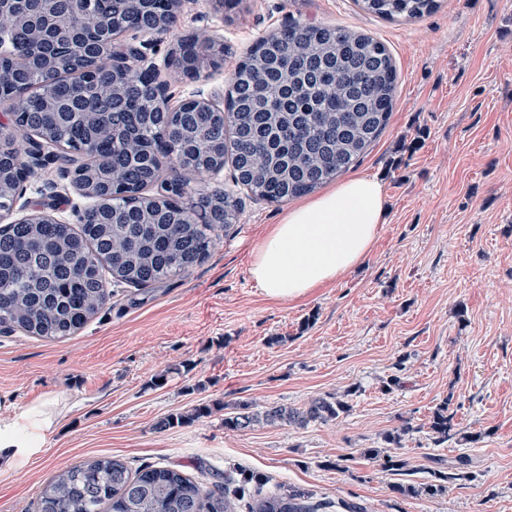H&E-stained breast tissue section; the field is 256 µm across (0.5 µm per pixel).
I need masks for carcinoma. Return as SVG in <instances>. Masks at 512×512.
<instances>
[{
  "instance_id": "carcinoma-1",
  "label": "carcinoma",
  "mask_w": 512,
  "mask_h": 512,
  "mask_svg": "<svg viewBox=\"0 0 512 512\" xmlns=\"http://www.w3.org/2000/svg\"><path fill=\"white\" fill-rule=\"evenodd\" d=\"M362 10L394 21L421 18L438 7V0H357ZM13 54L27 55L29 35L13 31ZM247 71L254 91L233 99L234 112L224 118L207 114L172 118L173 140L191 144L187 167L203 174L219 160L231 164L235 186L255 198L281 203L308 194L350 169L385 130L393 108L397 70L388 47L370 36L311 22L292 21L275 38H260L249 50ZM306 60L322 65L328 80L312 92L295 98L284 95L273 81L282 70L296 71ZM59 73L30 72L32 95L29 117L15 133L0 137V158L8 165L14 155V137L54 132V142L65 147L59 158L70 164L73 150L87 143L106 158L82 165V179L107 187L127 183L141 189L158 181L150 169V153L166 145L152 112L137 111V98L120 122L128 134L112 132V113L101 112L98 96L88 94L83 104L92 110L85 123H66L61 106L75 95L69 78V57L62 54ZM222 190L203 197L201 210L221 218L240 202ZM224 229L229 224L220 225ZM213 223H191L176 201L165 209L144 212L142 201L111 198L105 210L94 209L86 222L72 224H0V330L20 329L30 336L58 340L72 336L96 316L109 297V286L139 290L156 285L201 263L215 244ZM335 396L317 397L300 408L270 406L256 410L241 401L224 416V427L246 431L257 425H297L327 422L347 412ZM206 406L171 416L159 428L195 422L208 415ZM434 439L453 436L448 404L433 413ZM467 465L459 459L448 470L433 471V480L421 487L406 485L408 496H434L461 477ZM246 476L228 494L209 489L182 470L147 465L131 471L117 457H93L58 472L42 488L38 512H321L323 503L297 489L263 491L249 488Z\"/></svg>"
}]
</instances>
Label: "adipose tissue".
I'll return each mask as SVG.
<instances>
[{
  "instance_id": "adipose-tissue-1",
  "label": "adipose tissue",
  "mask_w": 512,
  "mask_h": 512,
  "mask_svg": "<svg viewBox=\"0 0 512 512\" xmlns=\"http://www.w3.org/2000/svg\"><path fill=\"white\" fill-rule=\"evenodd\" d=\"M380 180L353 175L288 210L254 250L249 273L267 298L296 301L363 263L385 222ZM57 400L0 409V470L38 452L63 420Z\"/></svg>"
}]
</instances>
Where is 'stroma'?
<instances>
[{"label": "stroma", "instance_id": "1", "mask_svg": "<svg viewBox=\"0 0 512 512\" xmlns=\"http://www.w3.org/2000/svg\"><path fill=\"white\" fill-rule=\"evenodd\" d=\"M294 19L371 34L399 73L389 124L352 169L388 199L371 253L305 299L271 300L249 267L289 205L247 197L203 262L145 293L115 289L79 334L0 332V403L68 406L37 454L0 471V512H35L52 476L96 456L204 483L251 475L364 512H512V0H441L400 22L354 0H241L226 14L187 0L175 31L223 41L224 63L199 83L169 76L171 105L225 90L255 41ZM25 198L69 224L84 203L53 164ZM328 394L350 409L327 423L224 426L242 401L299 407ZM443 404L456 435L438 445L430 421ZM199 405L210 414L158 429ZM368 448L402 459L403 473ZM461 457L468 474L445 492L397 493Z\"/></svg>", "mask_w": 512, "mask_h": 512}]
</instances>
